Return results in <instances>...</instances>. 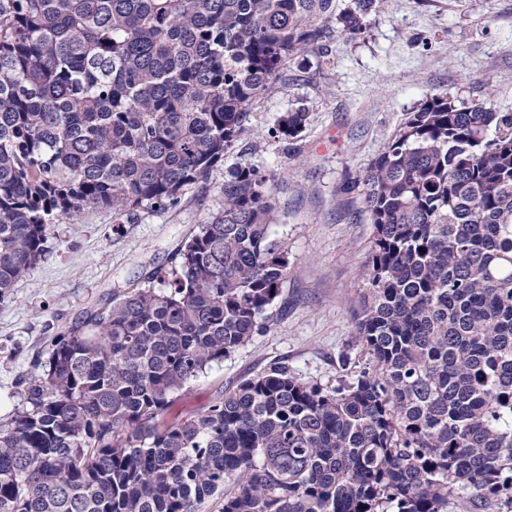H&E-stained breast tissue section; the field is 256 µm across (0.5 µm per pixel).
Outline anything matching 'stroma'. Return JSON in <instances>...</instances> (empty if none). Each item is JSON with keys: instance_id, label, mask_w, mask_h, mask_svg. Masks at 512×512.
<instances>
[{"instance_id": "1", "label": "stroma", "mask_w": 512, "mask_h": 512, "mask_svg": "<svg viewBox=\"0 0 512 512\" xmlns=\"http://www.w3.org/2000/svg\"><path fill=\"white\" fill-rule=\"evenodd\" d=\"M430 93L512 112V0H380L359 38L332 34L321 57L285 65L248 107L249 137L176 206L141 209L124 224L103 208L49 224L37 271L0 301V421L20 407L19 382L45 359L49 339L164 275L176 249L223 208L224 179L241 164L268 178L270 232L288 249V279L260 333L192 381L167 420L277 364L327 390L371 370L353 314L373 227L352 185ZM300 109L305 131L284 140L281 118Z\"/></svg>"}]
</instances>
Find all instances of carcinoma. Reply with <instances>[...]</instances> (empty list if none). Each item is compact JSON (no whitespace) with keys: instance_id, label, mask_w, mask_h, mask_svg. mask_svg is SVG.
Segmentation results:
<instances>
[{"instance_id":"cac0c4a2","label":"carcinoma","mask_w":512,"mask_h":512,"mask_svg":"<svg viewBox=\"0 0 512 512\" xmlns=\"http://www.w3.org/2000/svg\"><path fill=\"white\" fill-rule=\"evenodd\" d=\"M379 0H0V300L47 225L131 221L208 178L293 58L356 38ZM308 113L281 120L284 139ZM373 226L355 336L373 371L332 391L286 365L163 419L245 346L288 277L267 179L147 283L47 345L0 423V512L512 509V113L431 94L363 171Z\"/></svg>"}]
</instances>
